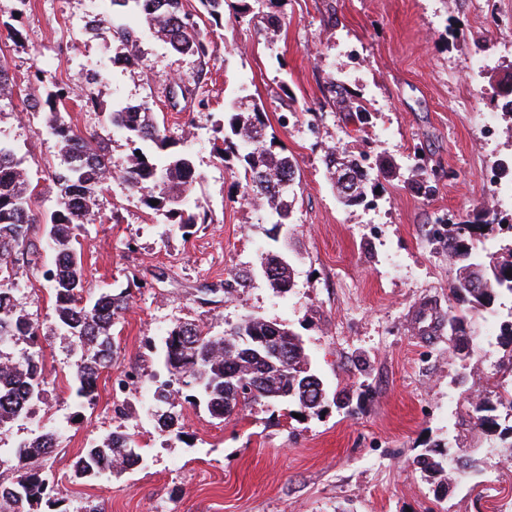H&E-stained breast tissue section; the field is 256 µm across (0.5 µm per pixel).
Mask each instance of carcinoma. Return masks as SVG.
<instances>
[{
    "mask_svg": "<svg viewBox=\"0 0 512 512\" xmlns=\"http://www.w3.org/2000/svg\"><path fill=\"white\" fill-rule=\"evenodd\" d=\"M112 10L97 19L108 24L113 37L127 47H134L139 30L124 22L137 16L154 28L180 54H190L201 62L213 52L211 29L224 19V6L238 14L251 11L247 0H199L201 11L185 9L183 0H110ZM36 84L25 95L27 110L55 114L48 125L49 133L60 143L64 163L54 170L52 181L59 186L56 207L44 215L33 207L37 186L17 159L15 148L0 140V349L20 338L38 344V327L17 309L13 288L16 263L36 251L31 233L34 225H43V234L53 251V264L44 272L50 283L53 309L58 326L80 346L82 358L72 374V389L77 403L94 398L100 376L112 369V327L126 310L130 293L101 290L94 298H84L86 280L77 230L106 190L107 182L120 179L129 192L139 196L146 208L177 225L182 235H193L196 226L208 223V213H199L192 205L190 193L199 175L188 140L167 135L149 107L137 105L138 117L126 120L127 105L119 102L107 114V125L126 136L130 153L127 164L119 171L100 166L98 152L106 150V139L96 133L83 132L60 119V105L68 98L66 88L56 83L46 86L42 73L35 74ZM336 106L342 112H364L366 108L348 95L340 84H331ZM268 119L263 107L255 104L248 110L236 108L227 125L218 130L213 151L226 162H239L237 179L244 197L260 198L272 210L275 224L289 223L292 202L290 183L296 178L292 158L276 151L275 137L268 136ZM324 164L339 202L353 207L363 202L369 171L356 159L331 151ZM158 204L153 205L151 201ZM494 231V219L488 209L481 211L476 223L459 234L448 225L444 237L448 257L456 266L450 288L451 298L459 308L448 313L451 350L458 355L473 352V340L466 335L465 324L474 314L492 311L495 299L512 295V247L501 254L487 253L480 238ZM269 322L247 317L222 335H212L199 326L183 322L167 331L164 345L169 379L154 387L152 397L158 405L171 404V387L177 382L188 388L185 399L194 403L202 398L210 416L226 420L261 401L286 400L298 407L302 415H319L323 409V390L303 383L297 365L308 359L302 340L291 334L280 342L283 359L267 352L248 353L242 348L244 336H271ZM45 380L39 351H25L14 358L11 366L0 368V428L25 416L23 402L35 404L43 399ZM512 420V389L469 403L470 419L478 431L495 436L512 455V424L501 422L498 410ZM58 437L44 431L32 441L14 448H0V467L12 472L9 482L0 483V500L9 503L10 512H37L41 504L57 506L52 497L54 479L43 470L39 459L53 453ZM137 445L121 432H111L82 449L73 463L74 473L94 479L106 473L127 470L125 462L140 461ZM448 451L436 444L416 457L412 464L430 476L448 469Z\"/></svg>",
    "mask_w": 512,
    "mask_h": 512,
    "instance_id": "cac0c4a2",
    "label": "carcinoma"
}]
</instances>
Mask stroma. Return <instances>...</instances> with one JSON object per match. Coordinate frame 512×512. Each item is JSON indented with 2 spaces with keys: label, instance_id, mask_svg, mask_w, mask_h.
<instances>
[{
  "label": "stroma",
  "instance_id": "35a3bbf8",
  "mask_svg": "<svg viewBox=\"0 0 512 512\" xmlns=\"http://www.w3.org/2000/svg\"><path fill=\"white\" fill-rule=\"evenodd\" d=\"M108 0H0V60L13 87L0 95V138L13 143L38 181L41 210L58 190L51 172L59 144L48 112L22 99L37 71L66 87L65 120L105 134L113 169L129 146L110 132L113 103L143 104L172 137L192 131L200 175L191 200L209 223L190 238L139 197L110 181L79 232L88 295L130 290L114 329L113 372L134 368L141 384L115 395L100 378L93 401L75 405L70 377L80 348L54 318L41 275L52 259L20 264L14 296L37 326L48 392L34 412L0 432L11 448L50 428L58 446L44 466L61 505L82 512H512V457L498 440L471 430L467 403L485 380L512 384L497 335L512 299L476 315L477 347L461 358L447 332L420 338L413 310L451 306L455 267L440 237L482 209L512 224V203L499 202V161L512 159V0H277L278 28L225 15L212 36L207 65L174 53L144 30L123 46L99 25ZM201 82L202 109L172 102L173 82ZM345 85L366 112L338 111L331 82ZM92 86L97 103L84 102ZM261 102L276 142L297 162L291 222L272 224L252 207L231 169L211 153L214 130L237 104ZM494 135H487V123ZM343 148L367 165L391 160L375 192L354 207L339 203L323 159ZM285 255L291 288H270L260 273L266 253ZM252 316L292 329L326 391L320 415L295 418L281 402L253 405L225 421L177 401L183 437L162 435L149 378L166 371L160 349L175 324L217 335ZM117 431L139 446L136 469L94 481L74 477L82 448ZM441 443L476 456L474 476H429L412 462Z\"/></svg>",
  "mask_w": 512,
  "mask_h": 512
}]
</instances>
